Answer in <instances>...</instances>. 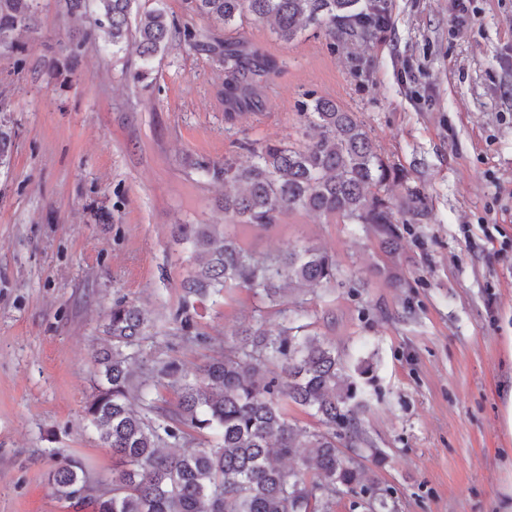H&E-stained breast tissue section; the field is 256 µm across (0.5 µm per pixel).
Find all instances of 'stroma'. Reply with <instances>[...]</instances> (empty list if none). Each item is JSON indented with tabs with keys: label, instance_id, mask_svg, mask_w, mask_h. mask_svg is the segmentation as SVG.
I'll return each instance as SVG.
<instances>
[{
	"label": "stroma",
	"instance_id": "35a3bbf8",
	"mask_svg": "<svg viewBox=\"0 0 512 512\" xmlns=\"http://www.w3.org/2000/svg\"><path fill=\"white\" fill-rule=\"evenodd\" d=\"M168 15L240 42L274 67L262 108L226 114L217 56L181 43L131 80L125 52L87 47L77 76L62 65L81 19L41 0V27L24 56L0 47V102L13 153L0 168V512H92L53 495V452L84 459L92 486L112 477V452L84 417L93 355L114 300L152 323L139 358L173 361L194 377L237 343L241 325L280 322L243 291L197 305L199 338L173 315L195 264L183 224H220L230 186L199 160L252 161L249 142L305 145L306 95L355 113L396 176L384 196L399 221L391 283L365 224L305 211L267 231L239 228L252 252L310 244L336 258V285L306 290L301 323L332 343L364 390L359 414L377 457L360 464L386 490L387 512H502L512 448L502 424L512 381V0H387L377 39L332 44L307 27L290 42L251 19L224 29L186 9ZM424 200L409 210V192ZM371 370L360 375L359 361Z\"/></svg>",
	"mask_w": 512,
	"mask_h": 512
}]
</instances>
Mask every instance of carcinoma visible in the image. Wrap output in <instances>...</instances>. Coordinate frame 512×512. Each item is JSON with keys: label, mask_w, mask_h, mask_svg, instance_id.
Listing matches in <instances>:
<instances>
[{"label": "carcinoma", "mask_w": 512, "mask_h": 512, "mask_svg": "<svg viewBox=\"0 0 512 512\" xmlns=\"http://www.w3.org/2000/svg\"><path fill=\"white\" fill-rule=\"evenodd\" d=\"M66 13L89 18L70 38L64 69L74 76L82 49L107 34L114 49L141 61L137 81L148 77L152 60L178 40L200 45V34L168 17L162 7L134 9L137 0H60ZM192 10L229 27L247 18L269 22L282 40L292 41L303 26L325 28L333 40L376 38L389 25L382 0H189ZM38 0H0V45L18 46L39 30ZM224 65V105L262 104L258 78L270 66L236 42L220 52ZM309 143L250 144L254 160L201 161L197 169L236 186L224 194V233L215 224H183L201 262L183 281L174 320L184 336H197L190 299L200 301L231 289L253 292L274 306L288 292L337 282L336 259L313 245L283 255L257 256L229 230L248 224L266 230L280 216L307 211L339 224H367L389 257L398 254V220L381 195L393 170L378 154L353 112L336 102L301 101ZM13 146L8 121L0 118V167ZM149 317L138 306L115 300L106 315L112 346L94 357L100 380L84 407L100 441L112 449V494L96 492L85 466L60 455L49 472L52 493L88 500L94 512H332L336 491L367 488L355 457L375 455L362 438L357 386L336 349L288 317L275 329L245 326L224 356L199 367L186 381L173 362L148 369L179 390L173 406L150 397L138 381L128 350L138 345ZM279 372L268 370V363ZM311 412L323 426L310 431L288 418V405ZM353 449L348 456L340 447ZM299 458L296 469L286 461Z\"/></svg>", "instance_id": "1"}]
</instances>
